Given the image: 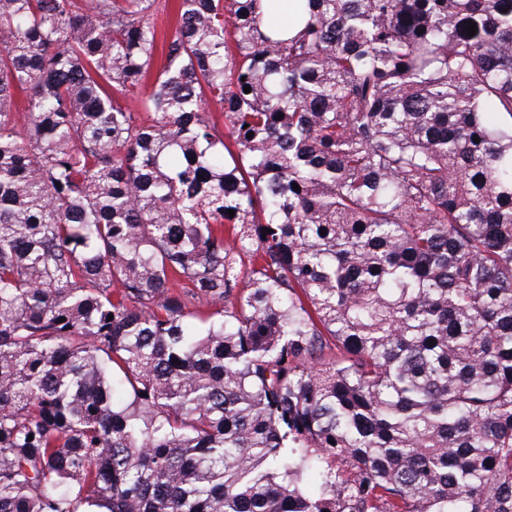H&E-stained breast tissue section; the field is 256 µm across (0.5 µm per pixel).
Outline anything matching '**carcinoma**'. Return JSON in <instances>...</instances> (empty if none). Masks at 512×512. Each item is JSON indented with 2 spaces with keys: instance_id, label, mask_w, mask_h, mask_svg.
I'll list each match as a JSON object with an SVG mask.
<instances>
[{
  "instance_id": "1",
  "label": "carcinoma",
  "mask_w": 512,
  "mask_h": 512,
  "mask_svg": "<svg viewBox=\"0 0 512 512\" xmlns=\"http://www.w3.org/2000/svg\"><path fill=\"white\" fill-rule=\"evenodd\" d=\"M261 9L0 0V512H512V0ZM265 5L263 19L266 24H275L291 30L296 25L295 0H269Z\"/></svg>"
}]
</instances>
